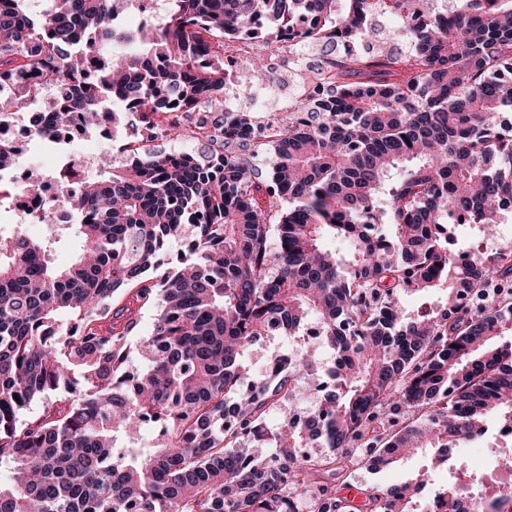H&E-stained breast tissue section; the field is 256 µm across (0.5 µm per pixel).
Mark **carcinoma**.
Segmentation results:
<instances>
[{"label":"carcinoma","mask_w":512,"mask_h":512,"mask_svg":"<svg viewBox=\"0 0 512 512\" xmlns=\"http://www.w3.org/2000/svg\"><path fill=\"white\" fill-rule=\"evenodd\" d=\"M423 2L393 0L399 26L385 32L373 0H168L155 30L117 24L133 0L0 10V123L47 88L60 99L43 140L114 101L129 107L113 126H136L142 142L152 129L157 141L209 130L202 155L153 148L119 167L106 157L58 199L81 240L70 266L53 265L49 239L0 243V512H299L302 498L310 512H343L336 486L312 478L347 483L363 452L383 468L426 448L445 454L484 417L512 415V290L454 306L486 276L512 283V259L459 266L448 235L457 213L484 236L512 208V142L496 126L512 106L501 80L512 0H455L453 16L416 24ZM298 11L316 40L362 48L337 56L262 142L252 112H221L219 51L256 16L277 27ZM404 37L408 51H394ZM114 42L136 50L114 54ZM245 69L268 81L263 58ZM235 147L272 152L268 175ZM188 225L172 275L149 282ZM155 301L149 361L133 372L127 336ZM308 318L343 368L329 370L337 383L318 414L270 430L294 378L324 371L325 358L306 349L280 373L251 375L249 352ZM37 401L43 412L23 419ZM151 423L155 447H137ZM313 441L328 452L300 457ZM423 484L370 486L365 505L417 512Z\"/></svg>","instance_id":"1"}]
</instances>
